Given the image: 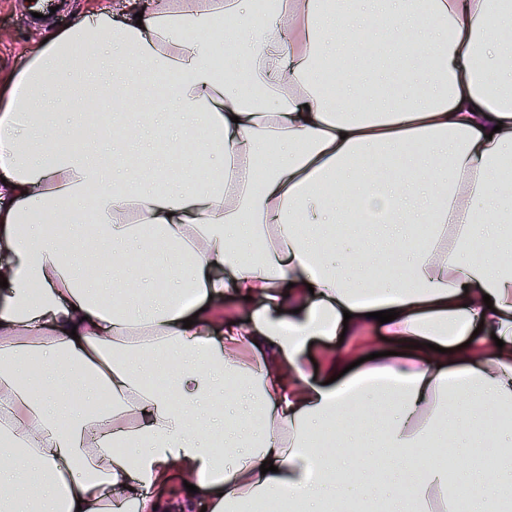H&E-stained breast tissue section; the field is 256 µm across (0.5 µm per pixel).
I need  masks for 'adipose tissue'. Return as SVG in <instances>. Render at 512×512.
<instances>
[{"label":"adipose tissue","instance_id":"adipose-tissue-1","mask_svg":"<svg viewBox=\"0 0 512 512\" xmlns=\"http://www.w3.org/2000/svg\"><path fill=\"white\" fill-rule=\"evenodd\" d=\"M266 2L103 5L0 73V512H512L468 476L512 411V7Z\"/></svg>","mask_w":512,"mask_h":512}]
</instances>
